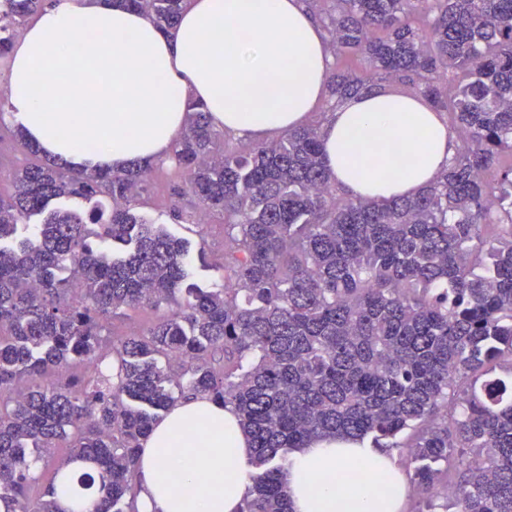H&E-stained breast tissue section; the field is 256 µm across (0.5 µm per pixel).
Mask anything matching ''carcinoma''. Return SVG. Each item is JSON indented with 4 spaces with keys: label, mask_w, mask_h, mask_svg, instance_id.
<instances>
[{
    "label": "carcinoma",
    "mask_w": 512,
    "mask_h": 512,
    "mask_svg": "<svg viewBox=\"0 0 512 512\" xmlns=\"http://www.w3.org/2000/svg\"><path fill=\"white\" fill-rule=\"evenodd\" d=\"M173 28L186 0H113ZM335 71L324 108L403 85L461 130L432 185L347 198L304 124L237 155L188 106L172 160L201 213L224 212V286L190 282L188 240L139 211L151 167L42 159L0 196V512L57 442L88 468L63 492L138 512L141 441L191 393L232 407L254 448L240 512H292L289 454L314 441L386 451L413 481L451 465L442 512H512V0H307ZM43 0H0V61ZM150 307L140 336L101 317Z\"/></svg>",
    "instance_id": "1"
}]
</instances>
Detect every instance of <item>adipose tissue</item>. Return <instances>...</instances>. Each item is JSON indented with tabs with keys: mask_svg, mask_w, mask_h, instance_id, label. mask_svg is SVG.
Segmentation results:
<instances>
[{
	"mask_svg": "<svg viewBox=\"0 0 512 512\" xmlns=\"http://www.w3.org/2000/svg\"><path fill=\"white\" fill-rule=\"evenodd\" d=\"M332 60L305 0H190L167 32L112 0H51L11 51L5 94L44 157L120 170L167 158L192 102L214 127L258 143L302 125ZM321 143L350 197L416 193L454 153L447 118L402 95L348 101ZM251 458L232 408L180 399L142 442L139 510L238 512ZM287 490L295 512H398L404 485L390 456L318 441L294 451Z\"/></svg>",
	"mask_w": 512,
	"mask_h": 512,
	"instance_id": "ef3b65f1",
	"label": "adipose tissue"
}]
</instances>
